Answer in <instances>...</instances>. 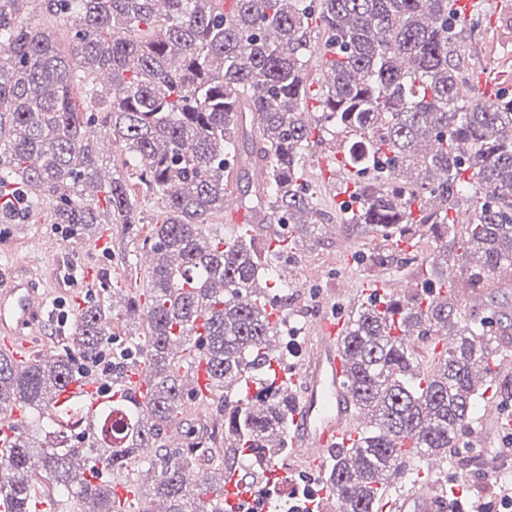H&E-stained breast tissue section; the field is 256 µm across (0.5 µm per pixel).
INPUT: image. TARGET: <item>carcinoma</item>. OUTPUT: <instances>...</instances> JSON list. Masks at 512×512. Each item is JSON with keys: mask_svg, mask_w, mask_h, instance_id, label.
I'll list each match as a JSON object with an SVG mask.
<instances>
[{"mask_svg": "<svg viewBox=\"0 0 512 512\" xmlns=\"http://www.w3.org/2000/svg\"><path fill=\"white\" fill-rule=\"evenodd\" d=\"M25 2L0 0V192L23 190L22 213L47 200L54 223L77 230L104 213L130 229L126 182L97 184V132L125 144L122 166L138 168L159 215L143 240L154 256L146 286L132 276L127 292L143 332L103 380L142 367L149 415L119 398L98 407L104 443L77 447L68 436L70 406L55 400L113 336L105 303L80 310L70 351L38 353L21 370L0 356V412L20 402L46 420L15 431L0 497L12 512L59 497L66 512H150L138 498L117 508L112 486L146 464L168 512H224V478L244 459L266 472L286 460L289 395L274 387L272 364L288 343L256 292L261 275L284 287L280 253L303 235L319 241L324 213L303 164L319 127L355 171L356 208L342 229L374 243L370 262L404 268L402 242L432 245L415 270L421 291L359 304L342 340L351 397L370 426L325 479L343 512H379L391 484L457 445L477 374L500 384L490 364L501 342L451 298L512 278V95L477 93L462 53L483 18L458 15L451 0H165L163 13L157 0H45L70 24L63 48L28 21ZM102 70L111 83L96 81ZM248 165L268 181L241 194L240 208L291 225L288 242L273 247L247 228L212 234L231 175ZM461 203L472 219L460 227ZM448 332L455 346L437 350L435 336ZM202 360L212 387L190 394L185 376ZM255 376L253 393L245 379ZM213 411L224 428L201 424ZM172 426L184 435L178 451L162 441Z\"/></svg>", "mask_w": 512, "mask_h": 512, "instance_id": "carcinoma-1", "label": "carcinoma"}]
</instances>
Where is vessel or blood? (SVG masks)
<instances>
[{
  "label": "vessel or blood",
  "mask_w": 512,
  "mask_h": 512,
  "mask_svg": "<svg viewBox=\"0 0 512 512\" xmlns=\"http://www.w3.org/2000/svg\"><path fill=\"white\" fill-rule=\"evenodd\" d=\"M48 309L47 293L32 278L21 276L0 282V353L17 366H26L35 352L26 332L44 324ZM347 327L341 316L320 319L309 339L310 349L301 372L290 378L301 393L288 415V438L294 450L317 467L326 458L355 445L365 427L364 418L352 406L346 382L341 342ZM147 389L143 373L134 371L111 392L88 379L75 381L58 401L80 402L92 409L114 394L142 398ZM501 422L499 408L486 404L471 428V446H482L486 427ZM437 500L435 488L414 484L397 491L384 506L388 512H435Z\"/></svg>",
  "instance_id": "b4317fda"
}]
</instances>
